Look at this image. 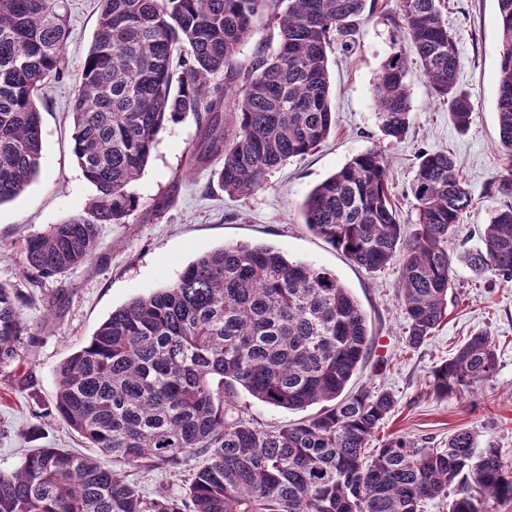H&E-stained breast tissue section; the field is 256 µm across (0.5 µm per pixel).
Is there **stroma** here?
<instances>
[{"mask_svg": "<svg viewBox=\"0 0 512 512\" xmlns=\"http://www.w3.org/2000/svg\"><path fill=\"white\" fill-rule=\"evenodd\" d=\"M70 36L63 77L46 87L39 102L43 152L34 181L0 204V284L23 296L21 315L31 333L22 337L20 360L0 365V472L16 470L37 448L88 449L51 408L55 370L78 350L113 309L151 294L176 279L188 263L228 244H265L289 259L335 273L358 301L372 342L353 382L391 392L394 413L375 442L404 435L442 447L449 433L474 432L512 460V283L475 277L457 266L448 295V318L419 348L406 343V318L398 299L399 265L370 273L311 231L301 204L319 183L353 156L376 150L391 161L392 198L407 232L417 228L410 183L421 152L453 155L473 198L449 245L460 252L480 247L484 224L506 203L493 188L506 159L497 149L496 100L501 37L496 0H444L442 14L458 36V85L475 105L468 131H458L445 105L435 100L419 65L407 86L412 103L408 133L384 135L374 86L386 59L402 45L399 0H376L350 36L333 35L327 50L335 126L311 154L269 174L262 188L243 196L225 193L218 160L195 161L200 131L194 117L168 124L140 176L130 187L138 207L123 224L101 228L92 257L63 278L30 284L20 267V244L53 224L87 209L94 188L83 178L73 153L71 101L80 65L95 32L98 0H65ZM483 330L496 343L498 368L489 382L462 396H440L431 372L470 334ZM247 419L258 427L292 424L318 413L289 411L242 395Z\"/></svg>", "mask_w": 512, "mask_h": 512, "instance_id": "obj_1", "label": "stroma"}]
</instances>
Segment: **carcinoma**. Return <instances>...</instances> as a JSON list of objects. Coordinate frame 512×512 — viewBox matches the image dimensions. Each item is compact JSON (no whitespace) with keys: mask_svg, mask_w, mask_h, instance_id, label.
I'll list each match as a JSON object with an SVG mask.
<instances>
[{"mask_svg":"<svg viewBox=\"0 0 512 512\" xmlns=\"http://www.w3.org/2000/svg\"><path fill=\"white\" fill-rule=\"evenodd\" d=\"M98 27L73 97V152L97 197L85 211L21 246L32 284L86 262L101 227L137 208L129 191L165 126L188 114L202 128L197 156L222 161L218 180L246 196L292 158L311 153L334 122L327 47L350 34L367 0H99ZM501 29L494 181L512 198V0H497ZM404 47L375 85L385 135L403 138L410 56L461 132L474 104L458 86L457 41L440 0H401ZM278 48L235 61L263 17ZM70 35L63 0H0V204L37 176L43 151L42 86L65 70ZM181 74L172 71L173 52ZM386 156L352 157L314 187L304 223L358 266L377 272L402 254L400 302L407 345L421 346L448 316L454 264L512 281V205L491 217L481 247L452 253L455 224L472 206L456 159L419 157L409 235L392 203ZM29 325L17 292L0 285V365L21 357ZM371 344L365 316L331 271L268 245H228L190 262L170 285L112 311L56 369L51 412L90 448L150 472L203 458L185 487L151 496L97 459L40 448L0 473V512H499L512 503V464L461 429L444 448L410 436L372 438L395 410L392 393L351 382ZM495 343L469 336L432 372L438 395L494 377ZM318 415L276 429L242 417L239 392Z\"/></svg>","mask_w":512,"mask_h":512,"instance_id":"obj_1","label":"carcinoma"}]
</instances>
